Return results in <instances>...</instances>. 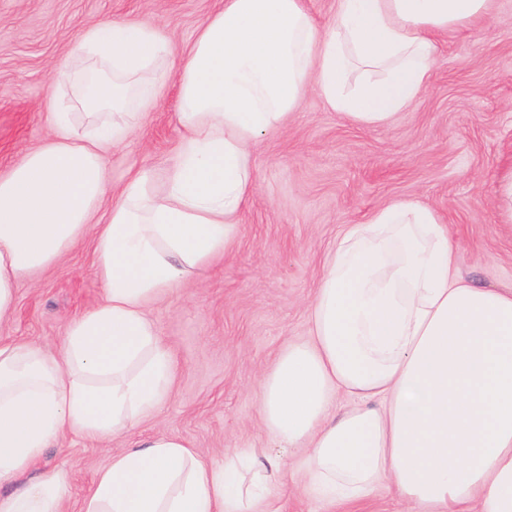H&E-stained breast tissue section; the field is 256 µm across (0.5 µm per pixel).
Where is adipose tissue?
I'll use <instances>...</instances> for the list:
<instances>
[{
  "mask_svg": "<svg viewBox=\"0 0 512 512\" xmlns=\"http://www.w3.org/2000/svg\"><path fill=\"white\" fill-rule=\"evenodd\" d=\"M489 0H336L319 30L305 0H221L177 78L185 134L161 191L148 172L107 190L105 152L170 78L150 17L86 31L109 80L80 93L85 129L53 115L51 140L0 175V319L19 285L91 237L103 302L69 322L59 354L0 342V512H63L67 475L33 470L64 434L129 437L81 512H277L295 472L329 507L389 484L405 512H512V290L456 270L448 227L396 199L349 225L324 266L310 334L260 382L269 453L223 464L182 439H134L168 398L175 363L147 308L226 252L255 190L252 145L310 90L375 128L430 81L437 34L485 18Z\"/></svg>",
  "mask_w": 512,
  "mask_h": 512,
  "instance_id": "adipose-tissue-1",
  "label": "adipose tissue"
}]
</instances>
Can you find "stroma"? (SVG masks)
I'll list each match as a JSON object with an SVG mask.
<instances>
[{
    "label": "stroma",
    "instance_id": "stroma-1",
    "mask_svg": "<svg viewBox=\"0 0 512 512\" xmlns=\"http://www.w3.org/2000/svg\"><path fill=\"white\" fill-rule=\"evenodd\" d=\"M219 0H0V174L52 137L49 102H71L73 80L97 72L79 51L92 26L151 14L178 71ZM178 88L169 84L130 139L108 149L110 186L148 171L161 186L177 161ZM256 190L226 254L149 305L175 360L170 395L140 437L185 440L223 461L229 448H265L263 372L304 341L326 259L346 225L383 204L411 199L448 226L458 272L475 285L512 289V224L499 221L497 179L512 168V0L489 20L438 39L428 87L389 124L364 128L331 111L318 92L253 148ZM104 299L90 240L16 290L0 336L61 346L68 323ZM123 439L65 435L45 448L37 473L65 471L66 512H80Z\"/></svg>",
    "mask_w": 512,
    "mask_h": 512
}]
</instances>
